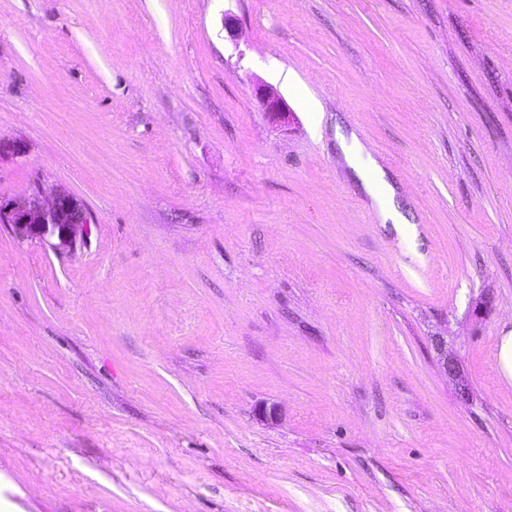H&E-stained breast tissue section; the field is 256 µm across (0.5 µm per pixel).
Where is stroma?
<instances>
[{
    "label": "stroma",
    "mask_w": 512,
    "mask_h": 512,
    "mask_svg": "<svg viewBox=\"0 0 512 512\" xmlns=\"http://www.w3.org/2000/svg\"><path fill=\"white\" fill-rule=\"evenodd\" d=\"M0 138V512H512V0H0ZM348 164L355 171L365 192L377 206L382 223L406 224L404 216L394 204V189L384 172L375 166L362 145L353 138V144L344 148ZM92 215L65 188L49 192L37 182L24 196L0 198V226L22 242H36L53 250L71 249L88 234ZM431 344L435 352V362L438 370L455 384L463 398H469L471 391L468 380L459 357L454 353L448 352L447 337L432 336Z\"/></svg>",
    "instance_id": "stroma-1"
}]
</instances>
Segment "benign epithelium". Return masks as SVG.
Instances as JSON below:
<instances>
[{"mask_svg": "<svg viewBox=\"0 0 512 512\" xmlns=\"http://www.w3.org/2000/svg\"><path fill=\"white\" fill-rule=\"evenodd\" d=\"M260 102L264 111L282 119L288 117L290 109L274 90H263ZM25 153L22 142L0 139V161ZM91 224L92 215L84 203L61 187L48 191L38 182L22 197L0 198V226L22 242H36L53 250L71 249ZM431 344L438 370L455 384L462 397L469 398L468 380L459 357L448 352V337L433 336Z\"/></svg>", "mask_w": 512, "mask_h": 512, "instance_id": "benign-epithelium-1", "label": "benign epithelium"}]
</instances>
